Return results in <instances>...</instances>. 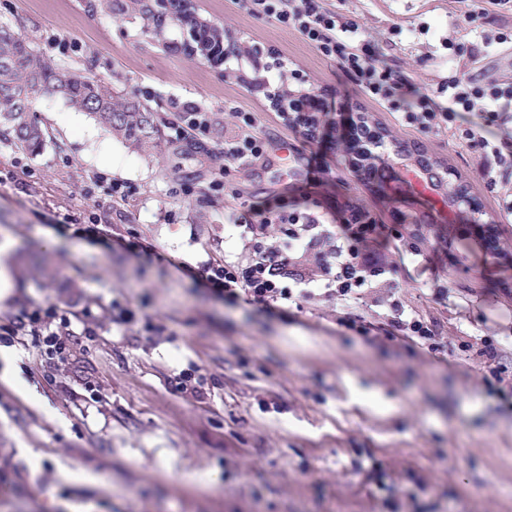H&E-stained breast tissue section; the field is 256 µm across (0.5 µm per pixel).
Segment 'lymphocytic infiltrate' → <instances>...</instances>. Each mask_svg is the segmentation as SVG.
Listing matches in <instances>:
<instances>
[{"label": "lymphocytic infiltrate", "mask_w": 512, "mask_h": 512, "mask_svg": "<svg viewBox=\"0 0 512 512\" xmlns=\"http://www.w3.org/2000/svg\"><path fill=\"white\" fill-rule=\"evenodd\" d=\"M236 5L253 18L296 32L321 57L336 64L358 96L389 112L400 128L420 136H445L474 149L484 180L501 188L504 209L512 213V134L507 131L512 124V82L480 79L462 70L460 61L469 54L468 46L449 40L447 77L435 87L422 89L384 54L379 39L364 33L357 15L339 13L327 0H236ZM459 17L466 24L482 23L483 52L512 46V0H480ZM215 51L228 66L247 61L248 69L237 72V83L261 91L268 108L286 124L299 128L307 140L316 138L324 101L314 94L306 73L294 68L283 51L258 43L244 48L235 42L218 43ZM224 109L237 120L235 134L224 142V156L236 167L251 166L267 151L266 142L255 132V116L232 102L225 103ZM466 112L477 113L479 122L463 121ZM241 221L251 235L246 262L211 266L201 277L225 299L243 297L265 307L295 302L316 290L345 300L357 289L376 287L388 269L381 254L365 244L397 233L361 210L337 214L332 228L317 210L280 200L247 206ZM269 224L280 225L283 232L273 245L262 238ZM312 260L318 267L314 273L308 267ZM57 316L52 305L26 309L0 324V333L39 338L47 358L60 360L69 349V338L52 330Z\"/></svg>", "instance_id": "lymphocytic-infiltrate-1"}]
</instances>
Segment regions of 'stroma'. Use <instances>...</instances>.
<instances>
[{
    "instance_id": "1",
    "label": "stroma",
    "mask_w": 512,
    "mask_h": 512,
    "mask_svg": "<svg viewBox=\"0 0 512 512\" xmlns=\"http://www.w3.org/2000/svg\"><path fill=\"white\" fill-rule=\"evenodd\" d=\"M193 2L229 35L282 50L333 108L354 103L392 142L410 143L389 112L349 98L341 73L296 33L233 0ZM328 2L387 37L385 54L418 86L447 76L456 0ZM89 3L0 0V23L41 58L136 94L169 125L177 98L232 135L224 104L236 101L254 113L267 154L216 191L214 138L209 155H174L166 136L142 152L50 92L32 104L39 151L0 140V239L14 243L16 278L0 324L53 304L73 334L65 361L48 363L29 336L0 359V512H512V215L474 154L422 140L479 199L499 256L466 221L439 218V190L404 187L412 158H386L393 178L364 183L340 129L307 143L223 63L173 51L185 27L157 37L137 13L115 18ZM275 199L317 205L329 222L359 207L390 225L401 211V239L381 247L384 286L351 304L314 296L284 316L212 293L197 272L245 261L231 222L243 204ZM411 245L420 255L403 262ZM395 298L436 335L392 329ZM123 308L134 314L125 324ZM183 376L190 389L178 388Z\"/></svg>"
}]
</instances>
